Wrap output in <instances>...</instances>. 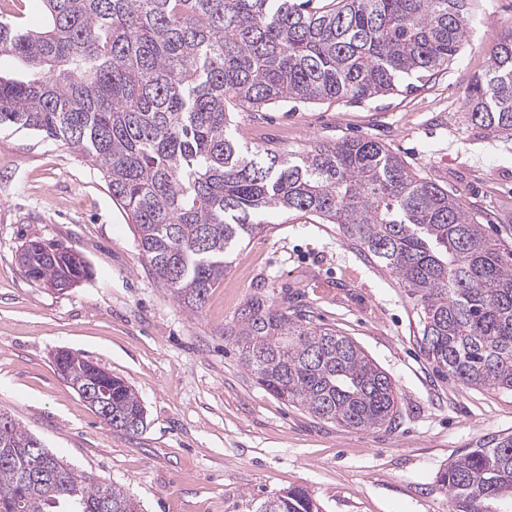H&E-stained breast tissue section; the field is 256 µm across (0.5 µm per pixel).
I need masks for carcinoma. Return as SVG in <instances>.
Instances as JSON below:
<instances>
[{"label":"carcinoma","instance_id":"carcinoma-1","mask_svg":"<svg viewBox=\"0 0 512 512\" xmlns=\"http://www.w3.org/2000/svg\"><path fill=\"white\" fill-rule=\"evenodd\" d=\"M42 26L0 18V49L27 69L0 76V130L25 129L88 158L130 216L157 283L202 309L236 247L275 211L314 216L343 235L420 305V343L466 387L512 391V251L465 204L380 142L353 138L284 150L240 143L233 114L293 100H362L448 69L468 38L466 0H40ZM467 105L479 126L512 136V26ZM60 242L19 254L38 285L88 274ZM230 335L271 395L311 416L367 430L395 423L387 373L351 338L252 302ZM75 392L108 390L111 427L144 429L122 379L67 351L55 361ZM40 440L0 411V512H138L122 488L60 459L33 472ZM453 512L512 496V436L467 448L438 472ZM256 512H319L303 487Z\"/></svg>","mask_w":512,"mask_h":512}]
</instances>
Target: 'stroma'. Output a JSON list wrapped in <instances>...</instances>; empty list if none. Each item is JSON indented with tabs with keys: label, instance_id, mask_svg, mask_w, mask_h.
<instances>
[{
	"label": "stroma",
	"instance_id": "stroma-1",
	"mask_svg": "<svg viewBox=\"0 0 512 512\" xmlns=\"http://www.w3.org/2000/svg\"><path fill=\"white\" fill-rule=\"evenodd\" d=\"M468 12L467 42L431 79L361 101L240 112L236 137L285 150L380 142L512 249V139L479 128L466 105L512 0H469ZM267 220L194 313L154 280L87 158L28 130L1 132L0 409L75 472L122 486L141 512H255L295 486L322 512H451L437 473L459 450L512 435V392L439 375L418 344L416 301L337 225L285 212ZM31 240L72 247L90 276L62 292L33 283L18 264ZM257 298L351 337L397 388L395 428H345L266 392L226 334ZM61 349L131 386L142 432L102 422L57 374Z\"/></svg>",
	"mask_w": 512,
	"mask_h": 512
}]
</instances>
